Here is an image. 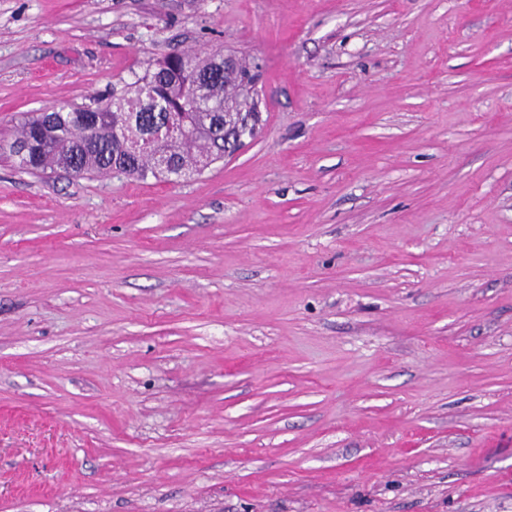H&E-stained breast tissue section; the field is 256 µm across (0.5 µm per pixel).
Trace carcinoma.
Listing matches in <instances>:
<instances>
[{
	"instance_id": "obj_1",
	"label": "carcinoma",
	"mask_w": 512,
	"mask_h": 512,
	"mask_svg": "<svg viewBox=\"0 0 512 512\" xmlns=\"http://www.w3.org/2000/svg\"><path fill=\"white\" fill-rule=\"evenodd\" d=\"M254 82L250 68L240 63L228 69L213 55L180 60H157L135 82L112 91L105 101L71 106L63 112H26L15 140L27 144L17 159L24 170L62 169L78 176L121 171L145 179H167L196 170L203 153L214 150L207 134L224 130L221 151L236 144L240 133L254 136L259 114L244 97ZM168 122L187 133L166 141L169 167L157 165L154 150H132Z\"/></svg>"
}]
</instances>
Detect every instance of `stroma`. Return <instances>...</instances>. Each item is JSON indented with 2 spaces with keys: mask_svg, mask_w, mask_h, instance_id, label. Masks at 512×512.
I'll return each instance as SVG.
<instances>
[{
  "mask_svg": "<svg viewBox=\"0 0 512 512\" xmlns=\"http://www.w3.org/2000/svg\"><path fill=\"white\" fill-rule=\"evenodd\" d=\"M218 50L198 175L0 153V512H512V0H0V140Z\"/></svg>",
  "mask_w": 512,
  "mask_h": 512,
  "instance_id": "stroma-1",
  "label": "stroma"
}]
</instances>
